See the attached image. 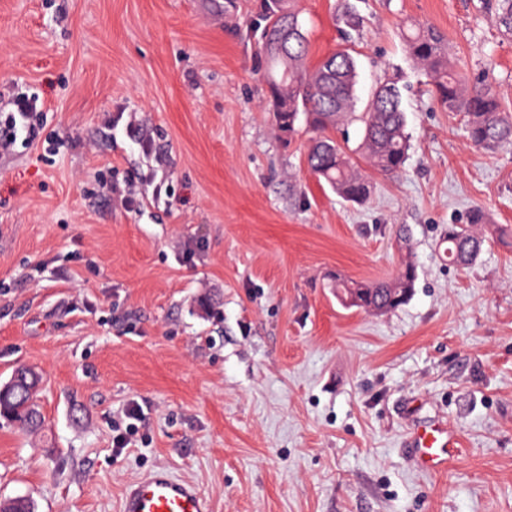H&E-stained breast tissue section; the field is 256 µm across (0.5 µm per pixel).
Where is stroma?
<instances>
[{"mask_svg":"<svg viewBox=\"0 0 512 512\" xmlns=\"http://www.w3.org/2000/svg\"><path fill=\"white\" fill-rule=\"evenodd\" d=\"M203 2L0 0V107L39 96L64 142L0 155V383L36 367L45 418L35 434L0 423V497L120 512L164 467L211 512H512V146L472 145L405 35L440 30L511 112L512 41L479 0H353L355 110L397 78L410 144L359 206L309 173L308 131L276 138L256 0L221 18ZM341 3L299 0L310 62L345 45ZM120 107L163 171L108 130ZM476 209L508 234L463 268L439 243ZM408 262L413 294L387 314L336 286ZM133 401L144 419L118 453ZM416 418L457 433L446 471L412 465Z\"/></svg>","mask_w":512,"mask_h":512,"instance_id":"35a3bbf8","label":"stroma"}]
</instances>
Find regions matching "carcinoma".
Here are the masks:
<instances>
[{
    "mask_svg": "<svg viewBox=\"0 0 512 512\" xmlns=\"http://www.w3.org/2000/svg\"><path fill=\"white\" fill-rule=\"evenodd\" d=\"M484 8L501 34L512 39V0H483ZM298 0H257L254 32L258 33L260 53L265 63L270 111L274 129L285 144L299 133V115L314 133L306 154L308 170L328 184L343 200L363 205L371 185L352 163L347 150L331 134L336 125L352 119L361 121L364 134L362 155L369 166L386 176L399 174L408 158L405 132L406 116L397 81L386 79L376 88L365 112H354L357 78L356 60L348 49L323 58L316 66H306L308 41L299 19ZM340 23L356 31L361 18L355 7L343 3ZM413 62L422 68L430 81V92L449 112L466 118L471 143L487 151L512 143V115L502 111L493 85L476 82L465 84L448 61L444 35L433 28L418 30L407 37ZM484 223L481 211H474L466 224H451L444 239L448 255L459 265H471L481 252L482 236L476 230ZM416 271L406 264L390 281L366 282L336 278V287L344 289L357 307L387 312L404 304L413 288ZM41 375L27 368L24 377L9 378L8 387L0 390V418L19 428L36 431L42 416L36 394ZM0 512H37L35 502L25 496L0 499Z\"/></svg>",
    "mask_w": 512,
    "mask_h": 512,
    "instance_id": "1",
    "label": "carcinoma"
}]
</instances>
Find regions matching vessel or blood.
<instances>
[{"instance_id": "b4317fda", "label": "vessel or blood", "mask_w": 512, "mask_h": 512, "mask_svg": "<svg viewBox=\"0 0 512 512\" xmlns=\"http://www.w3.org/2000/svg\"><path fill=\"white\" fill-rule=\"evenodd\" d=\"M407 443L415 467L428 473L445 470L459 451L456 433L434 420L412 425ZM121 512H210V505L196 484L160 468L126 489Z\"/></svg>"}]
</instances>
